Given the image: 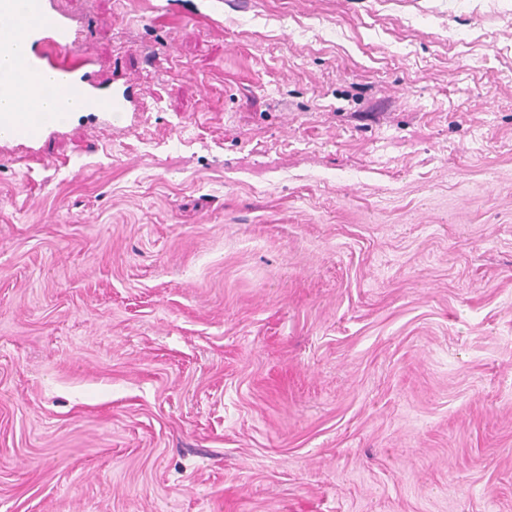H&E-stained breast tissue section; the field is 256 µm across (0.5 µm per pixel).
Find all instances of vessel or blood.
<instances>
[{
    "mask_svg": "<svg viewBox=\"0 0 512 512\" xmlns=\"http://www.w3.org/2000/svg\"><path fill=\"white\" fill-rule=\"evenodd\" d=\"M75 18L58 0H0V141H40L75 113H102L113 130L142 106L125 82L101 78L94 55L68 54Z\"/></svg>",
    "mask_w": 512,
    "mask_h": 512,
    "instance_id": "obj_1",
    "label": "vessel or blood"
}]
</instances>
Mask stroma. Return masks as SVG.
<instances>
[{
    "label": "stroma",
    "instance_id": "35a3bbf8",
    "mask_svg": "<svg viewBox=\"0 0 512 512\" xmlns=\"http://www.w3.org/2000/svg\"><path fill=\"white\" fill-rule=\"evenodd\" d=\"M152 2L0 144V512H512V0Z\"/></svg>",
    "mask_w": 512,
    "mask_h": 512
}]
</instances>
